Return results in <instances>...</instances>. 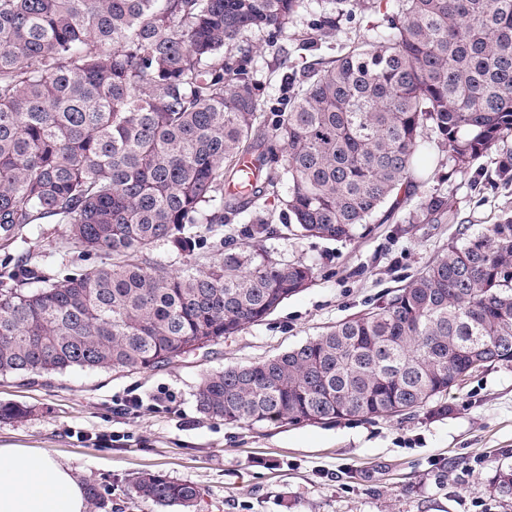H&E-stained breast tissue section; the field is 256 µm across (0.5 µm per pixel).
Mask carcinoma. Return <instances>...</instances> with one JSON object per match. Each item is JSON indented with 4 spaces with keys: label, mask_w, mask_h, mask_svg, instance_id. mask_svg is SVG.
<instances>
[{
    "label": "carcinoma",
    "mask_w": 512,
    "mask_h": 512,
    "mask_svg": "<svg viewBox=\"0 0 512 512\" xmlns=\"http://www.w3.org/2000/svg\"><path fill=\"white\" fill-rule=\"evenodd\" d=\"M386 26L292 74L257 133L243 45L306 0H0V250L66 226L99 264L61 279L17 260L0 289V375L156 370L263 321L314 269L243 245L202 267L199 228L255 213L285 182L288 232L351 241L415 195L434 146L512 183V0H388ZM323 27L352 12L326 0ZM254 159L247 195L224 197ZM183 268L154 260L160 245ZM512 362V215L467 234L372 310L270 359L208 372L200 410L300 424L424 409L474 364ZM28 407L0 404V420ZM136 495L197 512L194 484L145 472Z\"/></svg>",
    "instance_id": "obj_1"
}]
</instances>
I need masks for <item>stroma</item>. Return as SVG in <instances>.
Here are the masks:
<instances>
[{"label":"stroma","instance_id":"1","mask_svg":"<svg viewBox=\"0 0 512 512\" xmlns=\"http://www.w3.org/2000/svg\"><path fill=\"white\" fill-rule=\"evenodd\" d=\"M321 12L315 6L299 13L274 43L265 32L251 34L264 113L284 108L297 47L315 34ZM385 15L384 0H360L337 19L326 42L330 54L384 24ZM495 170L489 156L461 175L445 152L432 150L415 199L347 242L290 235L287 192L279 190L262 207L279 233L257 246L276 259L312 265L313 286L223 345L159 370L74 369L27 385L0 375V403L30 409L21 420L0 421V446L44 450L71 464L106 502L105 510L92 505L87 512H180L135 496L132 481L144 471L204 488L199 512H512V495L497 485L500 473L512 469V365L473 372L437 398L436 408L374 419L244 426L208 418L196 402L203 374L305 343L381 303L458 242L460 229L477 231L512 213V184ZM434 192L447 194L450 208L407 223L409 211ZM64 231L61 224L29 225L9 252L0 251V276L21 255L58 278L99 263L96 255L64 254ZM161 387L176 398L170 411L122 410L128 393L146 397ZM78 430L105 440L79 441Z\"/></svg>","mask_w":512,"mask_h":512}]
</instances>
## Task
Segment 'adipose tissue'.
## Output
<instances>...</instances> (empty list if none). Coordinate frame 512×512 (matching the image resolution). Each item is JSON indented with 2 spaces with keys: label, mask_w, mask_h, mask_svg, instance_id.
<instances>
[{
  "label": "adipose tissue",
  "mask_w": 512,
  "mask_h": 512,
  "mask_svg": "<svg viewBox=\"0 0 512 512\" xmlns=\"http://www.w3.org/2000/svg\"><path fill=\"white\" fill-rule=\"evenodd\" d=\"M80 475L48 452L0 448V512H86Z\"/></svg>",
  "instance_id": "adipose-tissue-1"
}]
</instances>
